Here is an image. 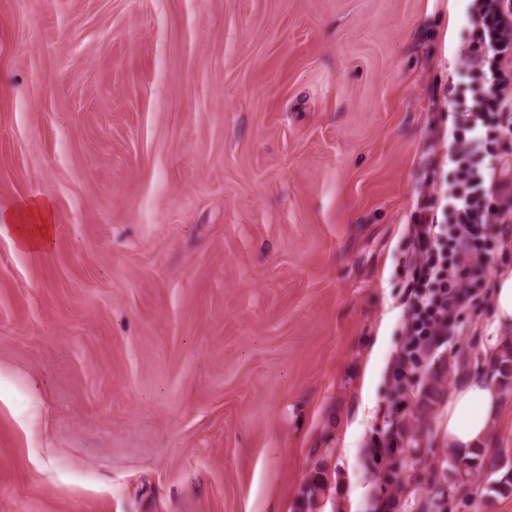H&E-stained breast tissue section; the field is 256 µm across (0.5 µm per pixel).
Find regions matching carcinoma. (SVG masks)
I'll return each instance as SVG.
<instances>
[{
    "instance_id": "cac0c4a2",
    "label": "carcinoma",
    "mask_w": 512,
    "mask_h": 512,
    "mask_svg": "<svg viewBox=\"0 0 512 512\" xmlns=\"http://www.w3.org/2000/svg\"><path fill=\"white\" fill-rule=\"evenodd\" d=\"M511 370L512 342H507L500 347L493 359L492 379L506 388L512 383V376L509 375ZM439 387L440 382L435 381L419 391L421 413L426 414L431 409L438 395ZM446 459L448 460L449 477L461 487L470 485L474 476L482 471L489 475L501 474V478L487 481V486L484 487L486 493L499 494L512 489V469L504 463L503 458L489 453L486 448L479 445L462 451L450 448ZM329 489L330 482L325 469H317L316 474L311 477L302 490L301 509L311 512L312 507L326 497Z\"/></svg>"
}]
</instances>
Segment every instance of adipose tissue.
Returning a JSON list of instances; mask_svg holds the SVG:
<instances>
[{
    "label": "adipose tissue",
    "mask_w": 512,
    "mask_h": 512,
    "mask_svg": "<svg viewBox=\"0 0 512 512\" xmlns=\"http://www.w3.org/2000/svg\"><path fill=\"white\" fill-rule=\"evenodd\" d=\"M52 222L48 202H26L14 226L19 246L28 251L40 249L51 236ZM500 405L501 394L494 384L480 376L470 378L448 403L444 435L449 447L471 448L485 439Z\"/></svg>",
    "instance_id": "obj_1"
}]
</instances>
